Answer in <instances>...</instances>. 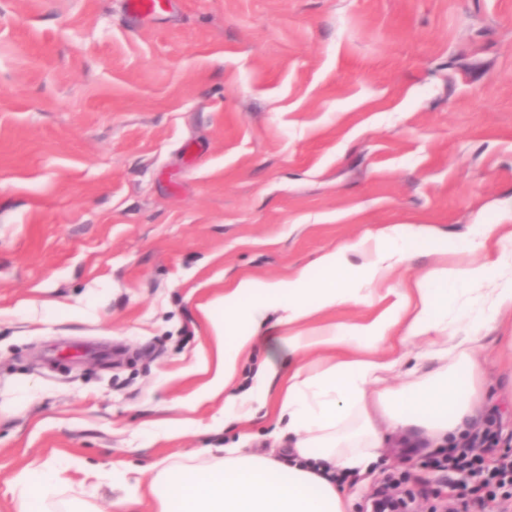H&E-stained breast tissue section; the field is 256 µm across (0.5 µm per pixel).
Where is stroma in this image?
Returning a JSON list of instances; mask_svg holds the SVG:
<instances>
[{
	"label": "stroma",
	"instance_id": "35a3bbf8",
	"mask_svg": "<svg viewBox=\"0 0 512 512\" xmlns=\"http://www.w3.org/2000/svg\"><path fill=\"white\" fill-rule=\"evenodd\" d=\"M386 224L449 244L512 225V0H0V512L27 467L64 468L47 504L113 512V470L148 484L159 464L204 466L255 417L213 431L217 400L179 403L208 329L197 306L239 276L276 279ZM460 254L412 256L395 290ZM269 321L240 370L288 369ZM487 378L468 436L512 454V318L480 329ZM390 385L431 373L420 340ZM386 442L338 485L360 512L387 478L443 512L457 475L420 429Z\"/></svg>",
	"mask_w": 512,
	"mask_h": 512
}]
</instances>
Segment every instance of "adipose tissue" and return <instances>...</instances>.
Masks as SVG:
<instances>
[{
  "instance_id": "ef3b65f1",
  "label": "adipose tissue",
  "mask_w": 512,
  "mask_h": 512,
  "mask_svg": "<svg viewBox=\"0 0 512 512\" xmlns=\"http://www.w3.org/2000/svg\"><path fill=\"white\" fill-rule=\"evenodd\" d=\"M448 248L447 239L428 225L388 224L323 253L314 268L278 279L242 277L200 305L211 340L196 370L206 381L184 409L223 398L227 425L269 409L274 424L294 435V446L284 461L243 452L235 444L206 469L164 468L147 489L131 486L115 501V512H127V503L146 497L156 512H346L334 473L376 460L383 445L376 419L395 428L417 427L438 442L459 436L484 397V385L474 357L477 337L458 335L449 320L485 325L512 312V226L480 225L456 247L466 257L480 255V262L467 260L416 278L373 318L308 326L336 306L372 302L367 286L385 281L413 254H443ZM365 251L368 260L349 262V254ZM274 312L280 325L292 329V353L318 349L327 360L314 369L294 368L283 381L274 366L261 365L252 386L235 391L240 366ZM395 336L423 340L426 357L440 363L434 374L397 389L381 388L383 374L403 363L390 345ZM62 481L58 470L22 471L15 479L16 512H44Z\"/></svg>"
}]
</instances>
